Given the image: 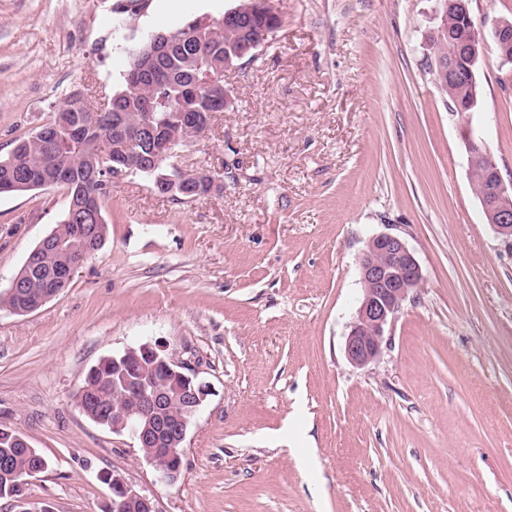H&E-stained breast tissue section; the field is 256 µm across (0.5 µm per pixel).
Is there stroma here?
I'll return each instance as SVG.
<instances>
[{
  "label": "stroma",
  "mask_w": 512,
  "mask_h": 512,
  "mask_svg": "<svg viewBox=\"0 0 512 512\" xmlns=\"http://www.w3.org/2000/svg\"><path fill=\"white\" fill-rule=\"evenodd\" d=\"M0 0V158L66 95L123 85L127 46L236 0ZM279 28L226 71L231 102L175 163L224 175L193 201L113 185L107 239L34 312L0 309V426L49 461L26 495L101 512L119 471L160 512H512V242L487 224L466 138L512 182V60L471 0L479 99L453 111L428 67L439 0H270ZM64 190L0 194V292L61 220ZM402 236L424 275L380 357L344 353L357 257ZM157 344L209 392L164 484L75 394L103 357Z\"/></svg>",
  "instance_id": "1"
}]
</instances>
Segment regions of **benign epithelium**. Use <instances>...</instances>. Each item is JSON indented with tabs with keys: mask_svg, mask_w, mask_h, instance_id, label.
Segmentation results:
<instances>
[{
	"mask_svg": "<svg viewBox=\"0 0 512 512\" xmlns=\"http://www.w3.org/2000/svg\"><path fill=\"white\" fill-rule=\"evenodd\" d=\"M257 12L266 14L270 21L269 26L259 31L256 36L252 34L250 22ZM222 20L240 27V34L245 38L246 53L257 50L280 24L269 0H251L248 6L231 7L224 11ZM180 34L179 30L168 33L151 32L146 38L150 44L157 45L164 51ZM492 37L502 50L512 48V24H496ZM467 150L470 170H475L474 155H479L483 161L485 186L479 198L487 223L498 234L512 239V183H504L496 163L482 145L470 138L467 141ZM48 247L60 249L63 244L53 235H47L28 254L25 265H33L40 252ZM358 269L363 297L346 337L345 353L351 364L362 368L381 355L387 326L391 325L408 296L421 287L423 274L406 242L400 236L390 233L372 236L365 242L358 257ZM139 350L146 359L161 361L175 389L176 397H171L160 386H144L133 397L131 407L114 413L112 432H129L140 448H145L150 443L162 442L167 449V458L178 460L186 442L191 419L207 395V386L198 381L196 376L187 373V367L183 363L164 354L162 347L143 344ZM175 398L181 400L183 406L175 416L177 425L171 430L162 426L165 422L163 410L166 403L173 402ZM147 460L155 464L161 481L172 484L180 478V466L167 468L155 463L152 456L147 457ZM109 487L112 495L121 497L124 504L134 502L142 512H160L154 498L135 490L117 470L112 471Z\"/></svg>",
	"mask_w": 512,
	"mask_h": 512,
	"instance_id": "7a95c632",
	"label": "benign epithelium"
}]
</instances>
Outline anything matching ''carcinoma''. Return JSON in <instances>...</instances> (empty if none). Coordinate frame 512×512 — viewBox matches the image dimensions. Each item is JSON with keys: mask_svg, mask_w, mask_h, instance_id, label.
Returning a JSON list of instances; mask_svg holds the SVG:
<instances>
[{"mask_svg": "<svg viewBox=\"0 0 512 512\" xmlns=\"http://www.w3.org/2000/svg\"><path fill=\"white\" fill-rule=\"evenodd\" d=\"M186 25L187 36L157 56L150 47H141L148 70L141 74L128 66L123 87L108 99L102 111L91 114L82 111L85 97L79 92L72 93L45 124L52 135V146L30 133L17 140L11 153L0 159V184L11 183L12 192L46 186L66 192L68 206L55 231L56 236L64 238V247L75 246L73 258L77 260L92 257L86 234L79 228L78 215L91 216L93 224L107 223L105 201L111 193L112 167L116 165L117 155H123V160L132 166L131 174L151 177L155 191L166 195L159 183L161 176L171 172L167 165L170 156L152 160L150 151L133 142L137 128L145 122L167 124L179 112L190 116L197 112L224 111V100L212 97L211 81L224 82V67L231 68L244 59L254 58L251 53L241 59L237 57L244 49L242 38L235 25L220 22L218 16L208 24H200L193 18ZM468 38V25L454 14H448V31L433 37V57H448L458 43ZM461 73L457 81L441 88L457 111L471 99L472 75L465 67ZM223 190L222 183L213 188L190 179L186 193L178 198L192 201ZM61 263L62 255L48 250L42 252L36 266L19 270L26 292L47 287ZM162 373L161 366L154 365L152 360L136 367L123 361L114 365L110 356L102 359L100 367L89 369L82 384L86 417L102 427L112 428L113 409L128 404L114 394L112 380L153 379ZM4 457L11 461L14 470L49 465L46 459L36 461L29 451L5 435L0 436V459Z\"/></svg>", "mask_w": 512, "mask_h": 512, "instance_id": "carcinoma-1", "label": "carcinoma"}]
</instances>
